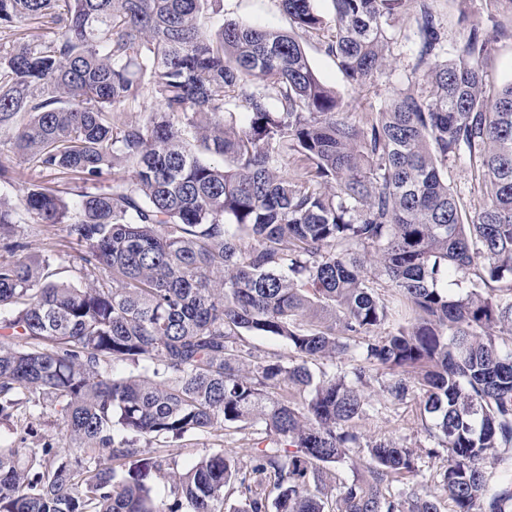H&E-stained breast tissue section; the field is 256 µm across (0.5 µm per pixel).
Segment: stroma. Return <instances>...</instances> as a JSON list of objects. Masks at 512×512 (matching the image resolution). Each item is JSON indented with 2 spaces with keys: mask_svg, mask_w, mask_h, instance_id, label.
Listing matches in <instances>:
<instances>
[{
  "mask_svg": "<svg viewBox=\"0 0 512 512\" xmlns=\"http://www.w3.org/2000/svg\"><path fill=\"white\" fill-rule=\"evenodd\" d=\"M431 7L443 33L441 59L453 58L464 34L475 26L493 36L483 62L488 89L494 90L512 81V0H432ZM415 13V0H405L404 8L389 29V63L359 92L350 89L335 57L325 53L320 38L314 34L302 35L301 42L311 67L324 84L348 102L347 115L352 123L362 124L366 113L383 111L396 93L416 89L421 83V74L414 71L418 50ZM224 17L261 27L283 30L290 27L278 0H224ZM447 177L449 188L468 211L483 208L487 198L468 161L449 163ZM19 234L31 242L34 252L51 251L64 279L80 283V249L69 237L65 225L29 222L20 225ZM382 381L379 374L371 379L366 390L365 412L357 428L364 436L390 438L412 449L417 465L413 476L390 484V494L396 497L413 491L430 496L437 499L440 512H450L448 498L439 489L446 449L440 448L437 438L425 430L418 397L385 400L380 392Z\"/></svg>",
  "mask_w": 512,
  "mask_h": 512,
  "instance_id": "35a3bbf8",
  "label": "stroma"
}]
</instances>
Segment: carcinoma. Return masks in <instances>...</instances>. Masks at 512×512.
<instances>
[{
	"mask_svg": "<svg viewBox=\"0 0 512 512\" xmlns=\"http://www.w3.org/2000/svg\"><path fill=\"white\" fill-rule=\"evenodd\" d=\"M314 2L279 0L292 32H208L223 0H0V151L36 176L19 189L0 162V420L21 410L31 430L53 407L66 432L62 448L0 445V512H224L229 492L244 496L236 512H268L254 476L276 512H439L386 496L416 467L382 438L366 441L364 477L328 499L325 466L360 447L374 367L389 371L386 399L423 394L452 512H512V481L487 476L512 447V348L494 334L512 331V82L487 94L476 27L439 60V24L417 0L427 88L359 129L299 41L325 29ZM331 3L326 52L361 89L388 63L402 0ZM23 22L51 38L25 41ZM147 95L158 109L122 120ZM462 155L489 185L473 216L444 178ZM71 175L75 198L43 181ZM27 221L67 226L84 285L25 254ZM478 263L450 295L448 279ZM373 270L411 312L386 336ZM248 336L281 339L302 363ZM352 340L365 361L353 379L307 366ZM226 430L266 444L183 469L169 457L173 441Z\"/></svg>",
	"mask_w": 512,
	"mask_h": 512,
	"instance_id": "carcinoma-1",
	"label": "carcinoma"
}]
</instances>
